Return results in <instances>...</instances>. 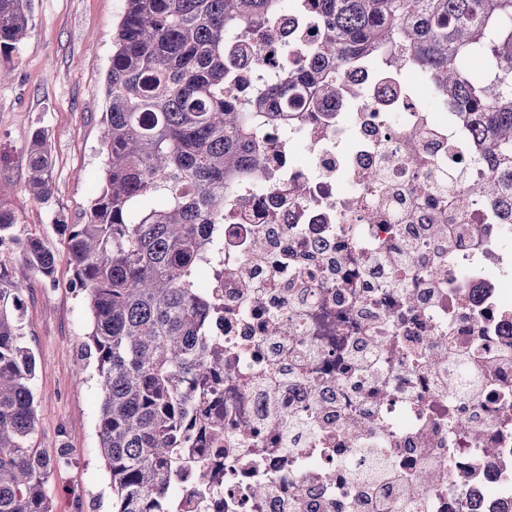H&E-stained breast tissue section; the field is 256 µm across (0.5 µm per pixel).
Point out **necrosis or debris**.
<instances>
[{
    "label": "necrosis or debris",
    "mask_w": 512,
    "mask_h": 512,
    "mask_svg": "<svg viewBox=\"0 0 512 512\" xmlns=\"http://www.w3.org/2000/svg\"><path fill=\"white\" fill-rule=\"evenodd\" d=\"M233 90L302 55L310 8ZM390 48L350 97L273 130L265 173L224 207L205 265L224 344V437L178 512H512V222L472 129ZM204 495H197L200 485Z\"/></svg>",
    "instance_id": "necrosis-or-debris-1"
}]
</instances>
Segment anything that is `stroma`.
<instances>
[{
	"mask_svg": "<svg viewBox=\"0 0 512 512\" xmlns=\"http://www.w3.org/2000/svg\"><path fill=\"white\" fill-rule=\"evenodd\" d=\"M125 0H31L26 38L0 83V206L13 210L21 235L41 239L57 256L52 280L29 269L18 251L0 249V266L28 290L21 309L25 341L36 359L34 442L63 448L70 463L46 491L53 512H112L97 424L100 393L82 356L90 330L88 302L73 288L61 224H79L103 188L100 127L112 36ZM44 131L53 160L47 202L29 197V136Z\"/></svg>",
	"mask_w": 512,
	"mask_h": 512,
	"instance_id": "stroma-1",
	"label": "stroma"
}]
</instances>
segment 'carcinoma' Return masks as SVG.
<instances>
[{"label":"carcinoma","mask_w":512,"mask_h":512,"mask_svg":"<svg viewBox=\"0 0 512 512\" xmlns=\"http://www.w3.org/2000/svg\"><path fill=\"white\" fill-rule=\"evenodd\" d=\"M286 0H126L106 77L104 187L82 224H59L92 323L85 356L101 394L97 433L113 512H174L169 486L224 435V345L207 336L200 289L212 225L237 185L262 173L265 133L346 91L344 65L393 44L431 74L479 138L491 178L456 204L512 211V0H311L320 32L305 57L248 95L231 92L235 38L260 58ZM31 0H0V54L26 35ZM29 194L52 190L45 132L29 140ZM52 279L57 256L16 232L0 246ZM23 288L0 268V512H52L45 487L68 458L36 448L35 358ZM211 405L199 411L200 399Z\"/></svg>","instance_id":"cac0c4a2"}]
</instances>
